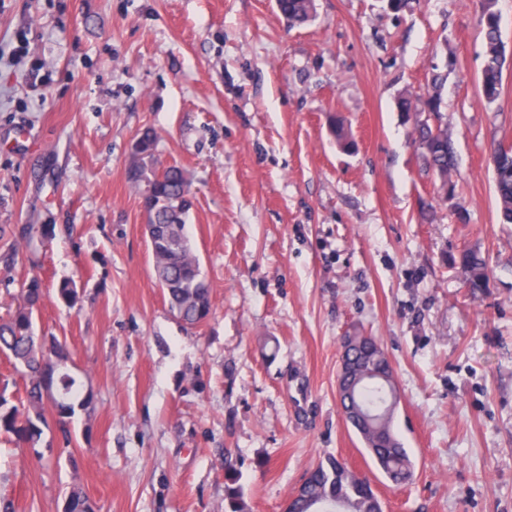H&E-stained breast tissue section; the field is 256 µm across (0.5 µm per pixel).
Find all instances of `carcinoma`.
<instances>
[{
	"mask_svg": "<svg viewBox=\"0 0 512 512\" xmlns=\"http://www.w3.org/2000/svg\"><path fill=\"white\" fill-rule=\"evenodd\" d=\"M496 0H481V21L485 35V60L482 70L483 95L487 103H494L502 87L504 58L499 32ZM276 8L290 27L308 22L314 13V0H276ZM443 76L433 77L425 94L400 98V111L429 112L432 122L415 125V144L421 150L428 169L438 175L450 174L454 159L450 146L448 126L443 123L438 87ZM156 137L150 130L144 138L133 144L139 155L138 177L134 186L144 182L153 184L154 194L149 202L150 222L159 224L162 232L154 241L153 266L155 279L167 300L170 310L187 325L195 326L212 311L210 284L204 276L200 262L193 252L186 234L191 205L185 196L190 194L189 180L183 167L172 164L159 170L155 166ZM495 162V189L500 205L501 220L512 224V153L499 147L491 149ZM458 263L467 275L469 288L479 291L487 287L489 270L485 257L476 249H467L458 257ZM41 280L33 276L20 291L14 314L0 322V352L14 361L15 368L26 377L24 398L20 405H10L0 398V434L13 438L19 447H37L41 439V426L47 415H56L65 423L75 409L93 401L92 391H85L64 368L56 370L52 386L65 393L66 400L45 404V391L49 362L63 349L54 336H40L34 328V312L41 297ZM57 298L66 305L77 299L75 283L64 280L57 288ZM388 397L385 388L376 381H365L358 388L356 402L378 408V416H386L383 424V443H378L370 432H361L362 442L373 462L385 477L398 485L413 475V464L394 428V415H386L387 407H379ZM66 512H94L89 498L78 485L72 486L65 496ZM293 512H376L377 494L370 480L351 470L337 458L321 462L309 473L302 485V495L294 498Z\"/></svg>",
	"mask_w": 512,
	"mask_h": 512,
	"instance_id": "carcinoma-1",
	"label": "carcinoma"
}]
</instances>
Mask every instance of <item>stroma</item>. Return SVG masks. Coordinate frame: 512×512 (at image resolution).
Masks as SVG:
<instances>
[{
	"label": "stroma",
	"instance_id": "obj_1",
	"mask_svg": "<svg viewBox=\"0 0 512 512\" xmlns=\"http://www.w3.org/2000/svg\"><path fill=\"white\" fill-rule=\"evenodd\" d=\"M501 95L481 92L480 0H0V318L42 282L37 330L66 343L90 408L48 423L44 457L0 436V494L62 512H283L326 457L384 512H512V224L489 153L512 148V0ZM446 74L458 220L399 112ZM345 119L341 149L329 115ZM189 175L187 234L211 285L197 327L170 312L126 166L139 133ZM48 225L25 243L21 230ZM489 260L471 292L451 259ZM76 281L80 300L55 298ZM395 375L414 476L396 485L346 423L343 336ZM276 8L288 27L308 22L314 13V0H276Z\"/></svg>",
	"mask_w": 512,
	"mask_h": 512
}]
</instances>
